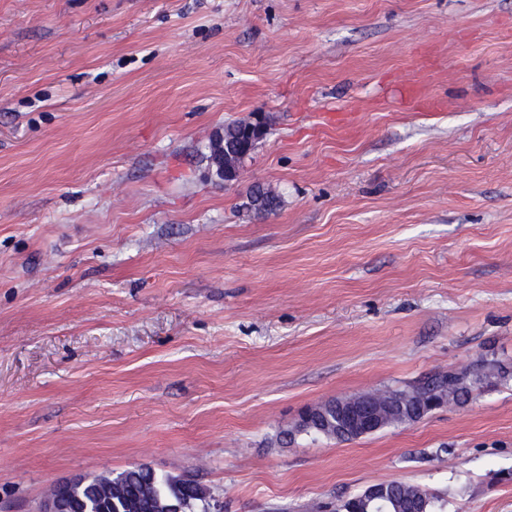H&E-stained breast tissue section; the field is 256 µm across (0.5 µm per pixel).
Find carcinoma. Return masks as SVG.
Here are the masks:
<instances>
[{"mask_svg": "<svg viewBox=\"0 0 512 512\" xmlns=\"http://www.w3.org/2000/svg\"><path fill=\"white\" fill-rule=\"evenodd\" d=\"M251 209L268 215L278 206V196L264 187H256L250 196ZM504 373L491 361H482L460 378L453 373H438L409 386L358 396L379 405L381 418L376 431L410 424L419 415L431 412L428 403L461 405L468 401L475 386L490 379H503ZM297 433L323 437L338 442L351 441L365 433H351L342 424L332 399L306 409L294 428L283 431L286 438ZM171 499L180 500L186 512H211V496L190 476L172 477L159 474L146 465H136L120 472H109L92 478H79L66 492L62 512H164ZM415 499L427 502V512H439V498L427 490L404 482L387 484V496L373 501L354 494L336 505V512H407Z\"/></svg>", "mask_w": 512, "mask_h": 512, "instance_id": "obj_1", "label": "carcinoma"}]
</instances>
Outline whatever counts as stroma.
Returning a JSON list of instances; mask_svg holds the SVG:
<instances>
[{
	"instance_id": "1",
	"label": "stroma",
	"mask_w": 512,
	"mask_h": 512,
	"mask_svg": "<svg viewBox=\"0 0 512 512\" xmlns=\"http://www.w3.org/2000/svg\"><path fill=\"white\" fill-rule=\"evenodd\" d=\"M485 359L465 404L280 437ZM140 464L221 512H512V0H0V512ZM278 196L264 187H256L250 196L251 210L257 214L268 215L275 211L278 206ZM356 493L336 505V512H407L415 499H426V512H441V500L417 485L393 481L387 484V496L380 501L364 498Z\"/></svg>"
}]
</instances>
